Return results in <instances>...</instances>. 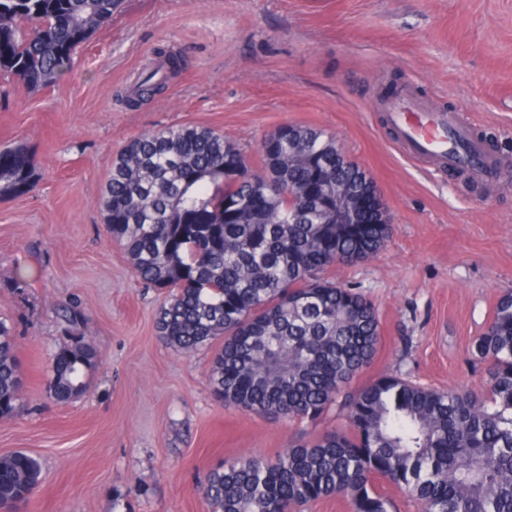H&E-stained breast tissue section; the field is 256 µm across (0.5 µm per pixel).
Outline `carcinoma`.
Here are the masks:
<instances>
[{
    "label": "carcinoma",
    "instance_id": "cac0c4a2",
    "mask_svg": "<svg viewBox=\"0 0 512 512\" xmlns=\"http://www.w3.org/2000/svg\"><path fill=\"white\" fill-rule=\"evenodd\" d=\"M122 0H0V74L40 90L73 65L77 49ZM183 59L161 53L133 94L161 92ZM296 138H262L259 160L216 131L183 125L141 134L112 161L99 205L106 232L135 276L169 294L162 341L183 353L215 348L211 384L224 403L260 415L317 420L332 404L350 431L292 442L275 459L224 460L203 494L212 512H303L333 495L355 512H390L381 475L422 512H512V293L500 297L472 355L487 385L429 389L382 376L347 384L372 361L378 312L362 293L324 277L335 264L371 259L390 224H327L336 193H355L360 167L336 136L310 126ZM241 165L244 176H228ZM35 168L21 147L0 151V198L31 191ZM98 361L80 336L52 357L50 396L84 394ZM23 381L15 338L0 320V418L19 414ZM41 461L0 457V509L14 510L42 482Z\"/></svg>",
    "mask_w": 512,
    "mask_h": 512
}]
</instances>
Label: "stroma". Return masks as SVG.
<instances>
[{
  "label": "stroma",
  "instance_id": "obj_1",
  "mask_svg": "<svg viewBox=\"0 0 512 512\" xmlns=\"http://www.w3.org/2000/svg\"><path fill=\"white\" fill-rule=\"evenodd\" d=\"M161 49L186 66L127 106ZM407 86L495 139L494 182L399 151L382 102ZM284 124L335 134L393 217L376 256L326 272L379 315L376 355L352 388L387 374L484 390L469 348L512 292V0H124L54 85L33 92L0 76V149L26 147L37 179L0 200V319L24 383L23 412L0 418V456L23 451L43 467L20 512H212L201 485L224 460L345 429L334 407L309 422L217 400L212 350L161 341L167 293L133 275L99 208L113 158L142 133L208 127L254 162ZM70 305L77 321L63 316ZM75 336L99 361L87 392L59 403L46 392L50 358Z\"/></svg>",
  "mask_w": 512,
  "mask_h": 512
}]
</instances>
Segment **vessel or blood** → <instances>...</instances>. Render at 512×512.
<instances>
[{
  "label": "vessel or blood",
  "mask_w": 512,
  "mask_h": 512,
  "mask_svg": "<svg viewBox=\"0 0 512 512\" xmlns=\"http://www.w3.org/2000/svg\"><path fill=\"white\" fill-rule=\"evenodd\" d=\"M385 112L407 157L436 169L466 165L480 181L496 178L501 159L486 152L460 113L439 111L408 88L386 103Z\"/></svg>",
  "instance_id": "obj_1"
}]
</instances>
